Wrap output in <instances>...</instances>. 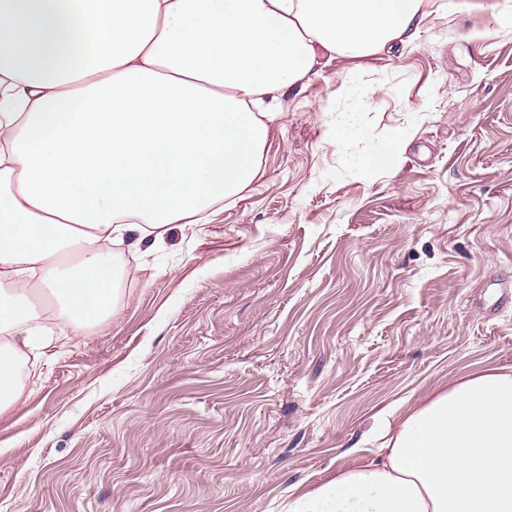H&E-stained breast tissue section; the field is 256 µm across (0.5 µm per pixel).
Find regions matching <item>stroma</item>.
I'll return each instance as SVG.
<instances>
[{
	"label": "stroma",
	"instance_id": "35a3bbf8",
	"mask_svg": "<svg viewBox=\"0 0 512 512\" xmlns=\"http://www.w3.org/2000/svg\"><path fill=\"white\" fill-rule=\"evenodd\" d=\"M479 2L430 0L393 57H322L243 199L115 248L116 314L54 331L0 412V512H286L382 410L512 369V34ZM347 107L350 152L399 137L389 167L337 151ZM359 128V112H339L336 117V145H343Z\"/></svg>",
	"mask_w": 512,
	"mask_h": 512
}]
</instances>
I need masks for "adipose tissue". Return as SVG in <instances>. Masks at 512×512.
I'll use <instances>...</instances> for the list:
<instances>
[{"label": "adipose tissue", "instance_id": "obj_1", "mask_svg": "<svg viewBox=\"0 0 512 512\" xmlns=\"http://www.w3.org/2000/svg\"><path fill=\"white\" fill-rule=\"evenodd\" d=\"M426 0H0V411L53 328L112 313V247L161 242L260 175L319 54L413 45ZM288 512H512V373L456 376Z\"/></svg>", "mask_w": 512, "mask_h": 512}]
</instances>
